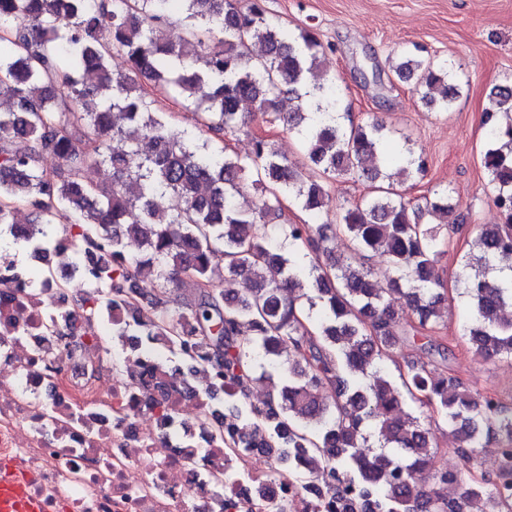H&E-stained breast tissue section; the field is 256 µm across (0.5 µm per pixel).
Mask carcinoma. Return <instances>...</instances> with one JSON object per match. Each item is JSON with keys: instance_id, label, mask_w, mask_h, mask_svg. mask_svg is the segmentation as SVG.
<instances>
[{"instance_id": "carcinoma-1", "label": "carcinoma", "mask_w": 512, "mask_h": 512, "mask_svg": "<svg viewBox=\"0 0 512 512\" xmlns=\"http://www.w3.org/2000/svg\"><path fill=\"white\" fill-rule=\"evenodd\" d=\"M171 2L112 0L109 9L103 0H0V93L11 100L0 109V224L32 209L23 243L45 259L58 240L56 215L73 212L65 237L96 285L82 301L81 340L70 341L73 321L53 336L72 352L90 338L101 348L106 339L93 329L110 313L117 340L136 334L164 347L170 361L212 373L224 397L207 396L223 413L201 422L222 426L230 454L261 450L296 475L298 490L314 488L342 512H512L498 483L501 467L493 477L476 474L485 433L512 445V403L472 394L432 360L407 366L401 388L378 369L408 340L425 338L444 357L424 333L439 324L442 301L434 289L441 225L432 218L448 216L454 205L446 193L414 205L393 189L424 175L426 160L392 153L388 160L404 166L382 173L384 124H342L338 90L316 64L323 43L313 30L284 36L266 18L263 0H178L183 30L172 39L163 29ZM258 44L263 51L255 55ZM115 55L125 63L118 73L109 69ZM394 72L415 79L427 106L448 110L456 91L448 72L411 56ZM148 84L193 105L218 136L246 124L244 100L271 122L283 119L285 100L307 103L286 119L290 127L304 125L303 147L318 179H303L266 136H255L246 156L192 146L155 111ZM486 124L482 162L496 186L500 222L478 226L479 255L456 279L470 303L472 347L485 359L512 358V322L500 318L512 305V85L496 88ZM128 126L139 134L128 147L112 148ZM43 152L58 166H41ZM92 164L109 166L112 182H85ZM356 175L373 186L343 209L338 224L278 227L311 256L306 269L285 258L267 224L280 197L316 213L329 202L321 179ZM249 179L260 198L243 208L237 198ZM158 195L174 205L158 208ZM133 207L140 219L130 224ZM337 233L384 259L387 287L372 271L332 258ZM126 238L139 242L142 256L126 253ZM220 262L245 288L232 294L215 285ZM146 271L165 284L191 282L192 298L169 311L165 292L147 295L139 287ZM393 293L411 317L405 324ZM305 305L321 306L317 338L300 318ZM257 350L286 361L285 383L271 387L261 407L247 402L259 380L251 363ZM324 389L333 402L323 401ZM406 393L446 421L464 467L433 465L437 442L404 414ZM370 422L383 446L397 452H360ZM450 484L458 488L454 498L444 494Z\"/></svg>"}]
</instances>
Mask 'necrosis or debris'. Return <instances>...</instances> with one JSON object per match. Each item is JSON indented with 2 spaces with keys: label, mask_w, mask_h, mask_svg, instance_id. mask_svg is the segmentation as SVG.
Returning a JSON list of instances; mask_svg holds the SVG:
<instances>
[{
  "label": "necrosis or debris",
  "mask_w": 512,
  "mask_h": 512,
  "mask_svg": "<svg viewBox=\"0 0 512 512\" xmlns=\"http://www.w3.org/2000/svg\"><path fill=\"white\" fill-rule=\"evenodd\" d=\"M52 282L34 288L0 261V462L32 475L48 512H267L294 503L295 487L273 460L225 458L224 441L198 420L201 394L168 381L164 408L145 403L139 383L156 353L138 354L122 381L103 388L96 347L60 354L49 344L55 323L78 315L73 294ZM65 358L69 378L55 385L43 367Z\"/></svg>",
  "instance_id": "1"
}]
</instances>
